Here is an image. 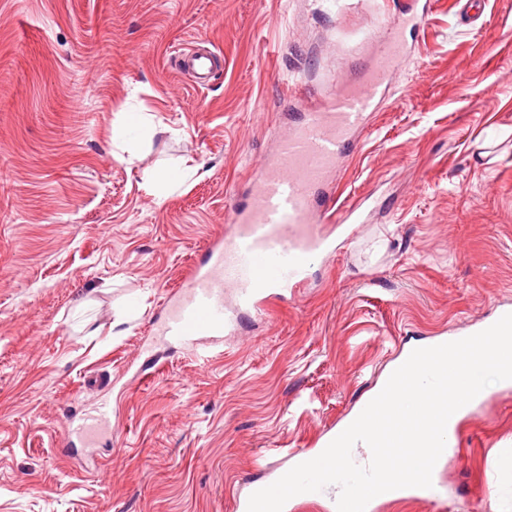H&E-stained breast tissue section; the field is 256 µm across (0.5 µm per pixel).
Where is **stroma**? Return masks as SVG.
<instances>
[{
    "label": "stroma",
    "instance_id": "35a3bbf8",
    "mask_svg": "<svg viewBox=\"0 0 512 512\" xmlns=\"http://www.w3.org/2000/svg\"><path fill=\"white\" fill-rule=\"evenodd\" d=\"M412 3L0 0V512H233L402 349L512 311V0L472 24L429 0L335 176L344 199L379 190L366 223L220 343L159 340L164 301L288 131L290 88L359 81L366 31ZM179 48L222 64L198 85ZM120 112L150 122L116 144ZM170 167L189 179L147 191ZM100 404L111 429L72 452L64 429ZM510 507L512 389L493 387L425 497L378 512Z\"/></svg>",
    "mask_w": 512,
    "mask_h": 512
}]
</instances>
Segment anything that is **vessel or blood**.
Instances as JSON below:
<instances>
[{"label":"vessel or blood","instance_id":"vessel-or-blood-1","mask_svg":"<svg viewBox=\"0 0 512 512\" xmlns=\"http://www.w3.org/2000/svg\"><path fill=\"white\" fill-rule=\"evenodd\" d=\"M420 20V13L410 10L386 23L364 80L330 93L324 105L302 113L279 139L244 201L230 210L224 231L211 238L204 260L168 299L162 327L168 343L196 349L220 342L242 313L263 310L269 298L303 287L314 259L330 256L336 237L360 223L364 198L338 204L329 175L339 159L357 149L409 53L403 31ZM180 61L204 82L216 56L192 51ZM107 420V410H98L73 433L85 447H94Z\"/></svg>","mask_w":512,"mask_h":512}]
</instances>
